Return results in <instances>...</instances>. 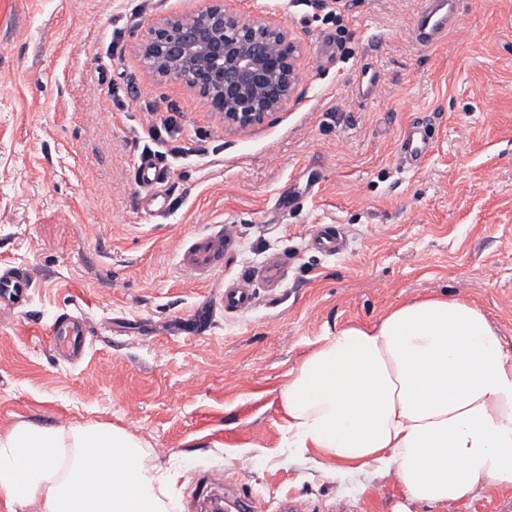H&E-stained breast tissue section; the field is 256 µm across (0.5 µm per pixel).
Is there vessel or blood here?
<instances>
[{"label":"vessel or blood","instance_id":"b4317fda","mask_svg":"<svg viewBox=\"0 0 512 512\" xmlns=\"http://www.w3.org/2000/svg\"><path fill=\"white\" fill-rule=\"evenodd\" d=\"M461 0H423L412 25V37L422 47L437 44L456 23ZM431 146L421 134L420 123L404 133L400 143L403 162L416 167L429 155ZM235 239L224 230L198 233L187 238L180 249V265L197 279L208 281L224 270V256L234 246ZM34 276L25 270L0 271V308L16 309L24 305L36 288ZM254 301L251 288L237 284L224 288L218 295V304L226 312L236 313L248 309ZM53 346L63 351L71 360H81L86 350V321L84 318L63 314L50 327Z\"/></svg>","mask_w":512,"mask_h":512}]
</instances>
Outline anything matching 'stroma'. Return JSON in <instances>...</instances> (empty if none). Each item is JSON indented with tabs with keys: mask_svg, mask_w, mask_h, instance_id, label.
<instances>
[{
	"mask_svg": "<svg viewBox=\"0 0 512 512\" xmlns=\"http://www.w3.org/2000/svg\"><path fill=\"white\" fill-rule=\"evenodd\" d=\"M422 0H224L302 43L295 93L241 133L200 98L149 79L146 27L190 0H0V270L38 286L0 314V436L16 425L104 423L178 470L173 512H196L204 472L274 512H394L393 477L326 473L285 445L279 392L325 336L419 297L479 306L512 350V0H462L456 30L418 46ZM378 94L358 93L363 67ZM176 114L182 155H164L160 214L135 180V129ZM423 121L433 148L401 163ZM318 178L310 195L307 182ZM339 229L334 255L311 245ZM224 227L236 243L220 280L183 270L186 237ZM284 266L272 292L257 279ZM249 283L252 308L224 313L220 286ZM83 314L71 363L49 327ZM421 127L420 122L413 123L404 133L400 143L402 161L413 167L420 166L431 152L429 142L423 136H420Z\"/></svg>",
	"mask_w": 512,
	"mask_h": 512,
	"instance_id": "obj_1",
	"label": "stroma"
}]
</instances>
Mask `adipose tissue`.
<instances>
[{
    "instance_id": "obj_1",
    "label": "adipose tissue",
    "mask_w": 512,
    "mask_h": 512,
    "mask_svg": "<svg viewBox=\"0 0 512 512\" xmlns=\"http://www.w3.org/2000/svg\"><path fill=\"white\" fill-rule=\"evenodd\" d=\"M288 447L394 477L447 506L512 490V351L486 314L445 295L325 337L280 392ZM106 424H20L0 438L8 512H169L171 474Z\"/></svg>"
}]
</instances>
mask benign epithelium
I'll return each instance as SVG.
<instances>
[{
    "label": "benign epithelium",
    "mask_w": 512,
    "mask_h": 512,
    "mask_svg": "<svg viewBox=\"0 0 512 512\" xmlns=\"http://www.w3.org/2000/svg\"><path fill=\"white\" fill-rule=\"evenodd\" d=\"M302 47L283 27L202 0L185 19L172 15L145 29L137 53L154 79L194 90L224 129L264 123L291 99Z\"/></svg>",
    "instance_id": "obj_1"
}]
</instances>
